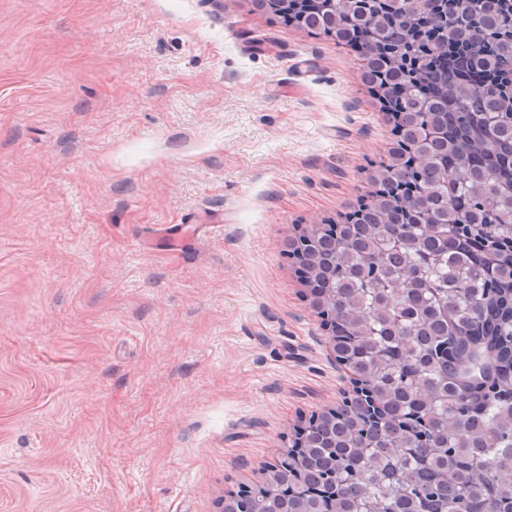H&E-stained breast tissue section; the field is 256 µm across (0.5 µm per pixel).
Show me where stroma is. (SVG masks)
Returning a JSON list of instances; mask_svg holds the SVG:
<instances>
[{
	"label": "stroma",
	"instance_id": "1",
	"mask_svg": "<svg viewBox=\"0 0 512 512\" xmlns=\"http://www.w3.org/2000/svg\"><path fill=\"white\" fill-rule=\"evenodd\" d=\"M394 144L251 0H0V512H219L347 386L288 241Z\"/></svg>",
	"mask_w": 512,
	"mask_h": 512
}]
</instances>
